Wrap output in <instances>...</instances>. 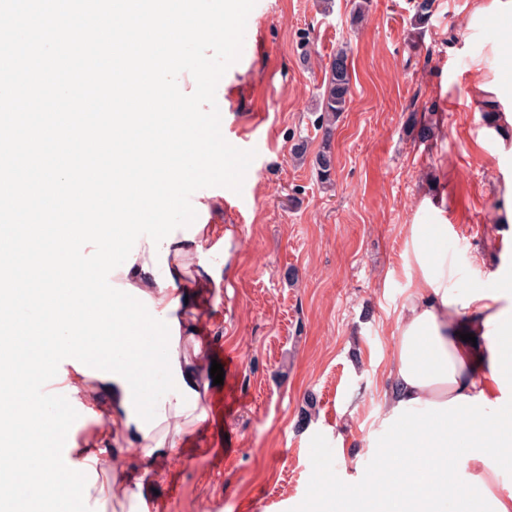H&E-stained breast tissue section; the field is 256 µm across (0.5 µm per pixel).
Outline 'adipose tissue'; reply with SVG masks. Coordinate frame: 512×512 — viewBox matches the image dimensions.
Returning <instances> with one entry per match:
<instances>
[{
	"mask_svg": "<svg viewBox=\"0 0 512 512\" xmlns=\"http://www.w3.org/2000/svg\"><path fill=\"white\" fill-rule=\"evenodd\" d=\"M500 22V37L489 48L492 57L512 49V0H477L469 27L488 18ZM414 291L397 318L395 359L389 371L385 421L391 430L399 466L387 493L375 484L340 486L330 500L355 504L358 512H512V489L501 476L512 471V411L501 405L505 385L512 381V273L498 276V290L466 293L449 288L444 253L435 240L447 232L443 224H414ZM209 228L194 238L175 235L166 262L173 280L162 288L155 281L150 247L140 242L135 264L112 278V300L105 308L101 333L112 336L114 349L133 358L151 323L139 319L137 308L151 310L168 327L162 342V369L169 389L151 412L138 410L139 391L126 367L105 379L112 385V421L145 455L172 452L186 427L206 418L193 385L195 375L182 363L181 325L176 317L184 303H196L193 287L219 285L221 267L214 263L218 248H207ZM465 333L474 342L462 341ZM18 470L38 469L39 484L18 492L5 486L14 512H27L31 500L60 494L55 458L43 448L22 449ZM467 462L469 482L457 476L458 461Z\"/></svg>",
	"mask_w": 512,
	"mask_h": 512,
	"instance_id": "obj_1",
	"label": "adipose tissue"
}]
</instances>
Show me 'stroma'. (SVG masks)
Returning <instances> with one entry per match:
<instances>
[{
	"label": "stroma",
	"instance_id": "1",
	"mask_svg": "<svg viewBox=\"0 0 512 512\" xmlns=\"http://www.w3.org/2000/svg\"><path fill=\"white\" fill-rule=\"evenodd\" d=\"M474 0H436L413 38L412 0H257L241 57L220 80L224 138L263 149L241 192L223 189L220 224L232 236L217 288L201 293L196 333L182 352L201 396L219 398L217 418L188 430L177 450L143 458L112 424L106 386L88 376L69 458L97 448L109 469L92 472L104 493L86 512H324L314 488L367 482L395 463L386 448L391 331L411 295L414 224H444L448 285L487 289L512 269V224L496 201L512 183L482 114L477 62L495 29H471ZM312 50L300 60L302 42ZM346 51L352 94L331 135L335 169L322 186L314 156L325 68ZM262 108L264 120L251 115ZM432 126L415 139L409 118ZM306 141L303 160L291 146ZM223 384H214L212 363ZM138 484L139 500L123 496Z\"/></svg>",
	"mask_w": 512,
	"mask_h": 512
}]
</instances>
